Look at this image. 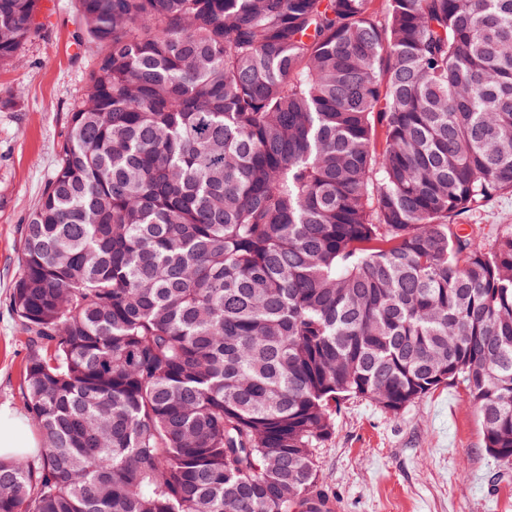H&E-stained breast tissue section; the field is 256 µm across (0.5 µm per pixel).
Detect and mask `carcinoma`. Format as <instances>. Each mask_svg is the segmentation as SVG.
I'll return each mask as SVG.
<instances>
[{"mask_svg":"<svg viewBox=\"0 0 512 512\" xmlns=\"http://www.w3.org/2000/svg\"><path fill=\"white\" fill-rule=\"evenodd\" d=\"M41 0H0V67ZM102 48L21 234L42 441L0 512H331L341 404L443 385L512 465V0H77ZM466 232L488 233L496 227L512 225V193L503 192L488 201L485 206L472 214H465L455 220ZM480 224V225H478Z\"/></svg>","mask_w":512,"mask_h":512,"instance_id":"1","label":"carcinoma"}]
</instances>
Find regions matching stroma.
Here are the masks:
<instances>
[{
    "label": "stroma",
    "mask_w": 512,
    "mask_h": 512,
    "mask_svg": "<svg viewBox=\"0 0 512 512\" xmlns=\"http://www.w3.org/2000/svg\"><path fill=\"white\" fill-rule=\"evenodd\" d=\"M38 26L0 68V406L22 416L27 337L9 309L20 229L56 170L98 53L75 41L74 0H42ZM14 96L20 107L9 106ZM458 221L484 234L512 225V193ZM316 459L319 486L338 512H512V466L488 453L479 415L459 387H438L395 418L365 400L343 404Z\"/></svg>",
    "instance_id": "stroma-1"
}]
</instances>
